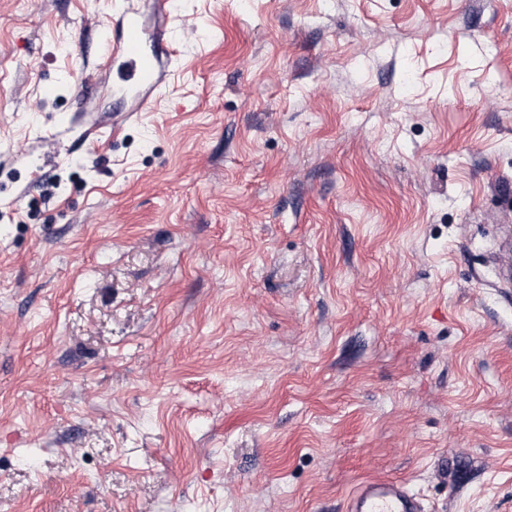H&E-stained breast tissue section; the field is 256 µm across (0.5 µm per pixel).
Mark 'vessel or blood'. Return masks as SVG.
Segmentation results:
<instances>
[{
  "label": "vessel or blood",
  "mask_w": 512,
  "mask_h": 512,
  "mask_svg": "<svg viewBox=\"0 0 512 512\" xmlns=\"http://www.w3.org/2000/svg\"><path fill=\"white\" fill-rule=\"evenodd\" d=\"M114 15L122 35L119 40H104L100 68H107L115 59H124L129 65L135 88L156 91L163 85V70L159 55L166 52L164 43H157L155 51H147V33L137 20L138 13L130 5L114 7ZM345 512H422V505L406 483L394 479H373L360 482L346 500Z\"/></svg>",
  "instance_id": "vessel-or-blood-1"
}]
</instances>
